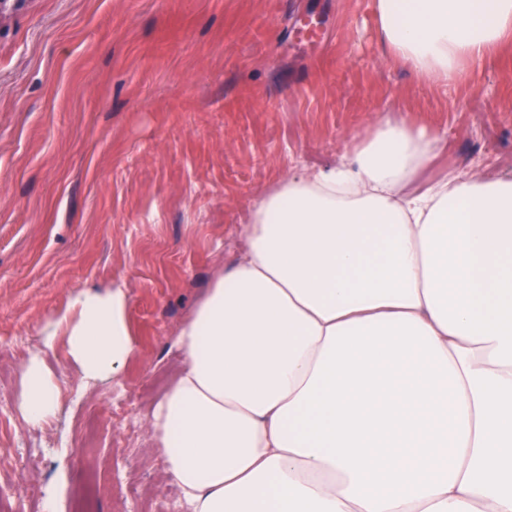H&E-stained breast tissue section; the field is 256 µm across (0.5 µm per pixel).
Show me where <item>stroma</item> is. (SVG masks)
I'll return each instance as SVG.
<instances>
[{"label": "stroma", "instance_id": "35a3bbf8", "mask_svg": "<svg viewBox=\"0 0 512 512\" xmlns=\"http://www.w3.org/2000/svg\"><path fill=\"white\" fill-rule=\"evenodd\" d=\"M389 110L441 136L429 177L511 173L512 39L434 84L389 54L371 0H0V512H70L92 474L93 512H178L148 431L177 328L264 189L351 157ZM116 281L134 358L83 391L56 343L61 411L29 426L41 329Z\"/></svg>", "mask_w": 512, "mask_h": 512}]
</instances>
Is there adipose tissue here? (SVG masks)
I'll list each match as a JSON object with an SVG mask.
<instances>
[{"mask_svg": "<svg viewBox=\"0 0 512 512\" xmlns=\"http://www.w3.org/2000/svg\"><path fill=\"white\" fill-rule=\"evenodd\" d=\"M390 54L445 83L512 0H371ZM436 139L389 115L351 162L278 181L177 332L149 419L185 512H512V175L420 184ZM123 284L76 291L20 366L51 422L56 339L87 382L136 350Z\"/></svg>", "mask_w": 512, "mask_h": 512, "instance_id": "obj_1", "label": "adipose tissue"}]
</instances>
